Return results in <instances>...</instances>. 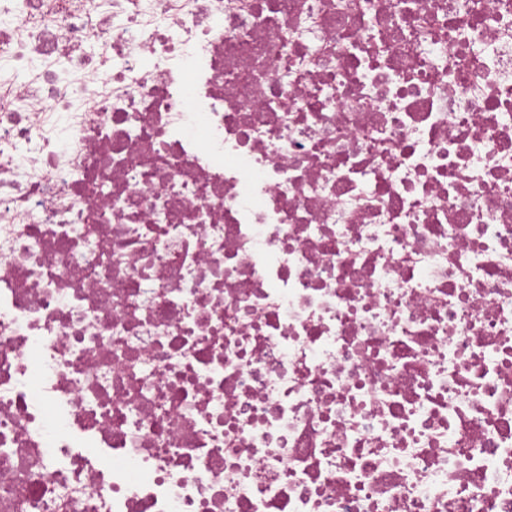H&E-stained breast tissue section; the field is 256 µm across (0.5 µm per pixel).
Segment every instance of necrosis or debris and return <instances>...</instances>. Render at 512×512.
I'll list each match as a JSON object with an SVG mask.
<instances>
[{
	"instance_id": "1",
	"label": "necrosis or debris",
	"mask_w": 512,
	"mask_h": 512,
	"mask_svg": "<svg viewBox=\"0 0 512 512\" xmlns=\"http://www.w3.org/2000/svg\"><path fill=\"white\" fill-rule=\"evenodd\" d=\"M0 512H512V0H0Z\"/></svg>"
}]
</instances>
